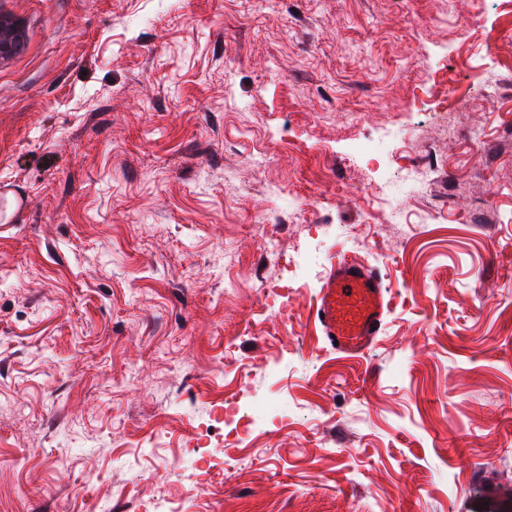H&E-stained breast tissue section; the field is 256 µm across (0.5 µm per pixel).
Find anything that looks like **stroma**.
Listing matches in <instances>:
<instances>
[{
	"instance_id": "stroma-1",
	"label": "stroma",
	"mask_w": 512,
	"mask_h": 512,
	"mask_svg": "<svg viewBox=\"0 0 512 512\" xmlns=\"http://www.w3.org/2000/svg\"><path fill=\"white\" fill-rule=\"evenodd\" d=\"M0 19L22 36L0 187L23 201L0 217V512H139L204 399L242 386L276 411L213 430L219 492L172 473L181 512H473L474 487L512 482V7L0 0ZM425 57L470 98L447 132ZM478 69L496 83L475 94ZM379 140L384 159L355 149ZM400 164L429 182L391 224L372 184ZM343 257L390 307L345 359L311 316Z\"/></svg>"
}]
</instances>
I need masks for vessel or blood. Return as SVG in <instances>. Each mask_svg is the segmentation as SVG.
<instances>
[{"mask_svg": "<svg viewBox=\"0 0 512 512\" xmlns=\"http://www.w3.org/2000/svg\"><path fill=\"white\" fill-rule=\"evenodd\" d=\"M387 295L377 268L353 259L332 262L313 305L327 345L347 356L365 354L383 331Z\"/></svg>", "mask_w": 512, "mask_h": 512, "instance_id": "b4317fda", "label": "vessel or blood"}]
</instances>
